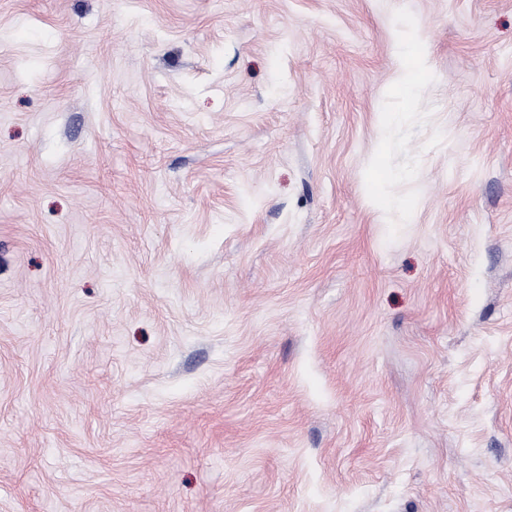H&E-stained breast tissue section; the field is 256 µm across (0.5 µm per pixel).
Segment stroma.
<instances>
[{
  "mask_svg": "<svg viewBox=\"0 0 512 512\" xmlns=\"http://www.w3.org/2000/svg\"><path fill=\"white\" fill-rule=\"evenodd\" d=\"M0 512H512V0H0Z\"/></svg>",
  "mask_w": 512,
  "mask_h": 512,
  "instance_id": "stroma-1",
  "label": "stroma"
}]
</instances>
